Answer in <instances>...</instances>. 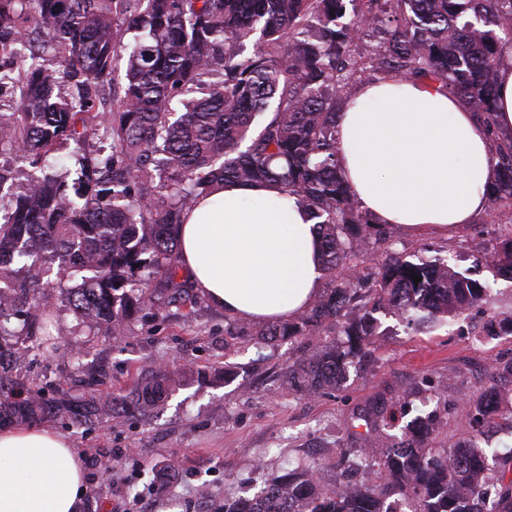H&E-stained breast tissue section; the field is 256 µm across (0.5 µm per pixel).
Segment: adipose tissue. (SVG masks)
Masks as SVG:
<instances>
[{
	"mask_svg": "<svg viewBox=\"0 0 512 512\" xmlns=\"http://www.w3.org/2000/svg\"><path fill=\"white\" fill-rule=\"evenodd\" d=\"M336 130L341 173L374 223L453 232L486 216L488 133L441 85L363 82ZM178 241L196 288L226 314L283 322L322 290L318 229L273 184H229L198 201ZM84 493L83 459L63 435L0 429V512H80Z\"/></svg>",
	"mask_w": 512,
	"mask_h": 512,
	"instance_id": "adipose-tissue-1",
	"label": "adipose tissue"
}]
</instances>
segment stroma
Returning a JSON list of instances; mask_svg holds the SVG:
<instances>
[{"label":"stroma","mask_w":512,"mask_h":512,"mask_svg":"<svg viewBox=\"0 0 512 512\" xmlns=\"http://www.w3.org/2000/svg\"><path fill=\"white\" fill-rule=\"evenodd\" d=\"M382 231L375 257L390 250L411 255L428 244L426 259H447L488 282L490 306L420 332L383 316L385 334L370 363L339 388L313 396L291 386L286 373L334 341L335 331L267 344L257 335L259 323L202 298L191 312L179 305L143 311L118 338L87 327L64 297L52 294L58 350L49 355L29 348L28 336L15 337V375L50 381L78 403L84 397L79 374H98L96 393L109 399L158 370L171 372L166 397L150 413L118 410L87 427L54 421L83 456L82 512H217L225 499L254 497L308 457L321 459L323 482H335L339 452L363 445L353 413L380 395L407 398L415 415L435 412L436 447L472 434V399L494 383L512 391V376L499 371L512 362V335L490 331L491 315H512V280L482 262L501 228L487 216L451 236L396 224ZM232 326L244 335L227 336Z\"/></svg>","instance_id":"1"}]
</instances>
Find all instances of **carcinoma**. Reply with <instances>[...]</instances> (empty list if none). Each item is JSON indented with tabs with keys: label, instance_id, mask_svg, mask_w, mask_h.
I'll return each mask as SVG.
<instances>
[{
	"label": "carcinoma",
	"instance_id": "carcinoma-1",
	"mask_svg": "<svg viewBox=\"0 0 512 512\" xmlns=\"http://www.w3.org/2000/svg\"><path fill=\"white\" fill-rule=\"evenodd\" d=\"M121 15L125 30L114 24ZM136 32L127 48L124 32ZM383 34L361 55L358 41ZM253 43V51L243 47ZM512 46V0H0V90L19 91L0 108V149L41 171L17 193L0 174V422L75 423L109 417L115 406L145 411L161 398L170 372L135 384L132 398L76 405L47 396L51 385L10 376L6 324L47 301L40 263L30 251L59 259L81 278L66 299L82 321L123 331L128 320L167 301L196 306L193 283L177 280L178 228L195 200L227 182H270L310 211L321 238L331 288L296 320L258 332L263 340L317 336L333 327L345 337L288 367V379L316 394L362 368L381 335L377 314L416 328L455 321L489 304L488 286L445 261L409 260L389 252L367 275L371 222L339 175L336 115L366 75L439 83L483 122L495 161L494 217L509 214L488 257L512 279V135L495 128V78ZM128 52L124 82L105 111L113 65ZM110 153H83L78 178L44 171L63 144L91 138ZM31 270L16 278L14 265ZM421 281L413 282V275ZM509 399L490 386L473 402L474 433L452 447L430 446L432 413L418 414L401 436L385 433L407 405L372 400L359 414L364 447L341 456L328 486L316 461L268 484L254 501H224V512H512V455L496 454L497 475L477 446Z\"/></svg>",
	"mask_w": 512,
	"mask_h": 512
}]
</instances>
